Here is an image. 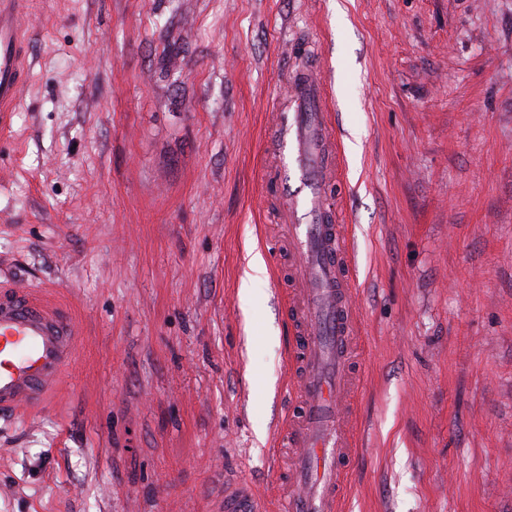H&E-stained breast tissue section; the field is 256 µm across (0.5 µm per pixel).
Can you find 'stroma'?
<instances>
[{
	"mask_svg": "<svg viewBox=\"0 0 512 512\" xmlns=\"http://www.w3.org/2000/svg\"><path fill=\"white\" fill-rule=\"evenodd\" d=\"M26 31L0 274L80 336L59 404L0 418V512L276 503L296 395L268 137L302 71L356 263L344 512H512V0H28ZM267 273V265L262 252L256 246H252L246 256L243 268L240 294L248 301L252 300V284ZM267 509L259 499L249 491L226 494L224 490V512H266Z\"/></svg>",
	"mask_w": 512,
	"mask_h": 512,
	"instance_id": "stroma-1",
	"label": "stroma"
}]
</instances>
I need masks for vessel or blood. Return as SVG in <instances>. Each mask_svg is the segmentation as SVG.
<instances>
[{
	"instance_id": "obj_1",
	"label": "vessel or blood",
	"mask_w": 512,
	"mask_h": 512,
	"mask_svg": "<svg viewBox=\"0 0 512 512\" xmlns=\"http://www.w3.org/2000/svg\"><path fill=\"white\" fill-rule=\"evenodd\" d=\"M26 0H0V129H7L26 76L20 17ZM270 135L278 147L276 185L286 198L288 241L298 287L289 289L293 329L290 369L297 405L283 423L289 492L283 512H340L354 456L347 398L360 384L353 371L360 339L353 251L347 225L326 206L339 163L328 123V98L308 73L289 90ZM67 308L42 290L0 280V415L28 417L55 400L76 353ZM224 512H266L251 493L224 497Z\"/></svg>"
}]
</instances>
